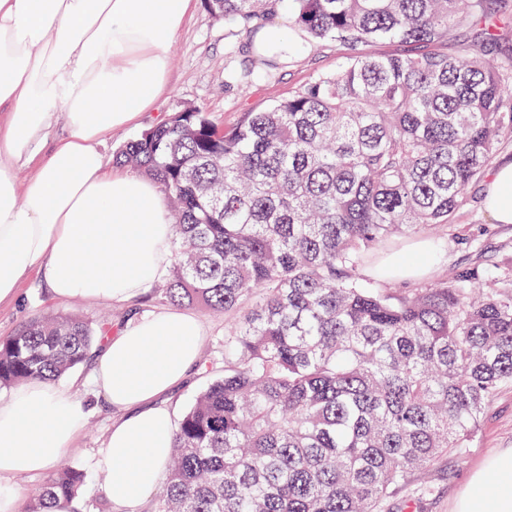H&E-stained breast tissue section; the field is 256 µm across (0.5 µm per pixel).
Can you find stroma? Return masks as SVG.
<instances>
[{
    "label": "stroma",
    "instance_id": "obj_1",
    "mask_svg": "<svg viewBox=\"0 0 512 512\" xmlns=\"http://www.w3.org/2000/svg\"><path fill=\"white\" fill-rule=\"evenodd\" d=\"M346 54V49L319 42L311 48L293 52L288 61L259 79L244 85L226 86L224 71L228 64L238 65L244 60L240 41L230 35L222 21L205 10L201 0H196L190 18L171 47L167 91L155 108L143 114L139 125L113 131L105 139L101 151L106 164L108 168H115V155L127 141L165 121L184 105L201 107L218 126H230L244 113L288 96L316 73L336 71ZM485 185V180L481 179L468 188L462 205L452 217L447 238L423 232L402 244L401 250L405 253L422 245L429 247L430 256L422 270L423 275H436L453 265L476 263L487 272L512 265V224L491 222L484 209ZM166 306V301L149 289L131 308L108 301L61 303L53 298L42 276L33 271L22 281L18 301L0 305V336L11 335L36 315L80 313L94 322L106 313L117 324L124 322L131 312H151ZM194 313L205 329L202 366L195 369L188 381L166 400L177 420L212 380L224 374V331L232 319L199 307ZM90 371V365L84 364L59 381L60 386L70 388L87 408L86 423L63 462L82 468L87 475L88 491L81 500L83 512H111V498L97 460L112 424V409L96 396ZM507 448H512L511 386L503 387L490 404L462 458L441 457L425 474L419 475V482L428 484L429 492L416 499L398 493L390 499L388 512H453L470 476L488 458Z\"/></svg>",
    "mask_w": 512,
    "mask_h": 512
}]
</instances>
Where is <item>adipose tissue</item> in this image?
Here are the masks:
<instances>
[{
    "mask_svg": "<svg viewBox=\"0 0 512 512\" xmlns=\"http://www.w3.org/2000/svg\"><path fill=\"white\" fill-rule=\"evenodd\" d=\"M191 0H0V303L39 270L62 302L136 300L164 277L174 229L158 184L107 170L99 145L137 124L166 86L170 49ZM68 135L49 153L54 124ZM35 166L26 191L16 173ZM484 203L512 224V162L495 168ZM202 322L182 310L146 313L106 336L92 367L116 410L98 460L113 512H138L159 490L172 448L161 399L196 368ZM86 418L69 388L32 379L0 398V478L38 476L66 456ZM475 475L455 512H512V450Z\"/></svg>",
    "mask_w": 512,
    "mask_h": 512,
    "instance_id": "ef3b65f1",
    "label": "adipose tissue"
}]
</instances>
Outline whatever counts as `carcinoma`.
<instances>
[{
    "label": "carcinoma",
    "instance_id": "carcinoma-1",
    "mask_svg": "<svg viewBox=\"0 0 512 512\" xmlns=\"http://www.w3.org/2000/svg\"><path fill=\"white\" fill-rule=\"evenodd\" d=\"M281 0H203L247 64ZM305 46L352 50L334 72L216 128L187 105L116 162L153 179L174 219L176 306L233 315L224 376L173 433L156 512H385L412 472L462 456L512 384V269L475 266L409 283L390 263L404 240L447 234L469 186L512 134V57L491 61V0H289ZM458 30L478 44L438 45ZM418 47L379 56L373 44ZM78 315L33 317L0 337V387L54 382L90 356ZM82 470L52 473L25 512L77 501Z\"/></svg>",
    "mask_w": 512,
    "mask_h": 512
}]
</instances>
